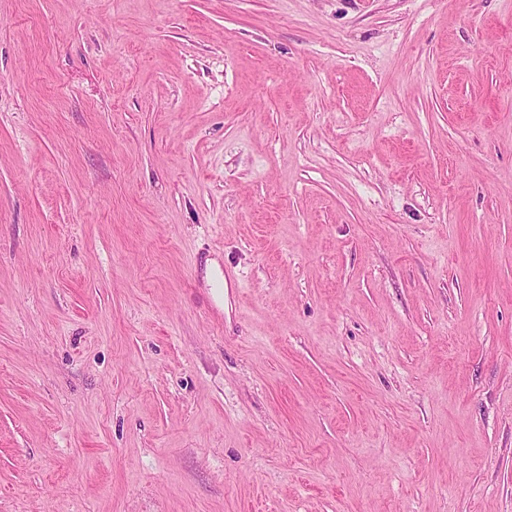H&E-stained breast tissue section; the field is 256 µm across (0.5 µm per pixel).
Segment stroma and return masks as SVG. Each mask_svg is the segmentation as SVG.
Listing matches in <instances>:
<instances>
[{
	"mask_svg": "<svg viewBox=\"0 0 512 512\" xmlns=\"http://www.w3.org/2000/svg\"><path fill=\"white\" fill-rule=\"evenodd\" d=\"M0 512H512V0H0Z\"/></svg>",
	"mask_w": 512,
	"mask_h": 512,
	"instance_id": "1",
	"label": "stroma"
}]
</instances>
